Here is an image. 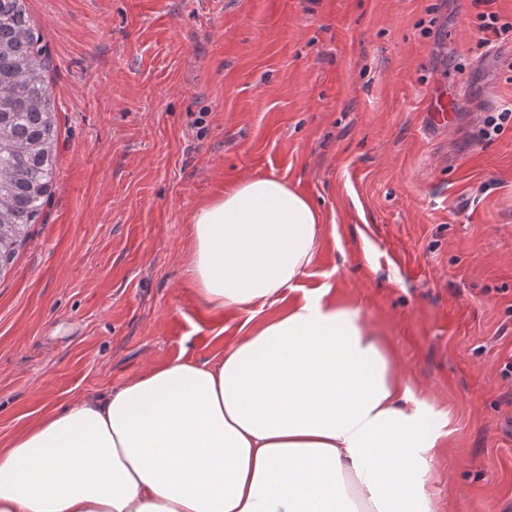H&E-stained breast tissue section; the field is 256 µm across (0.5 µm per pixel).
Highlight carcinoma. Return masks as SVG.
<instances>
[{"mask_svg":"<svg viewBox=\"0 0 512 512\" xmlns=\"http://www.w3.org/2000/svg\"><path fill=\"white\" fill-rule=\"evenodd\" d=\"M27 0H0V271L51 195L58 126L50 57Z\"/></svg>","mask_w":512,"mask_h":512,"instance_id":"carcinoma-1","label":"carcinoma"}]
</instances>
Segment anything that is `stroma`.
Returning a JSON list of instances; mask_svg holds the SVG:
<instances>
[{
	"label": "stroma",
	"mask_w": 512,
	"mask_h": 512,
	"mask_svg": "<svg viewBox=\"0 0 512 512\" xmlns=\"http://www.w3.org/2000/svg\"><path fill=\"white\" fill-rule=\"evenodd\" d=\"M50 57L52 195L0 277V445L184 355L216 360L305 291L357 304L455 431L436 512H512V0H27ZM504 31L477 44L480 16ZM460 95L425 124L428 94ZM275 175L319 213L296 290L217 312L193 212Z\"/></svg>",
	"instance_id": "stroma-1"
}]
</instances>
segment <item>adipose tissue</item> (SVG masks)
I'll use <instances>...</instances> for the list:
<instances>
[{
	"label": "adipose tissue",
	"instance_id": "1",
	"mask_svg": "<svg viewBox=\"0 0 512 512\" xmlns=\"http://www.w3.org/2000/svg\"><path fill=\"white\" fill-rule=\"evenodd\" d=\"M199 301L252 312L313 265L320 218L277 176L194 212ZM306 294L225 348L178 357L41 417L0 448V512H435L453 432L360 306Z\"/></svg>",
	"mask_w": 512,
	"mask_h": 512
}]
</instances>
